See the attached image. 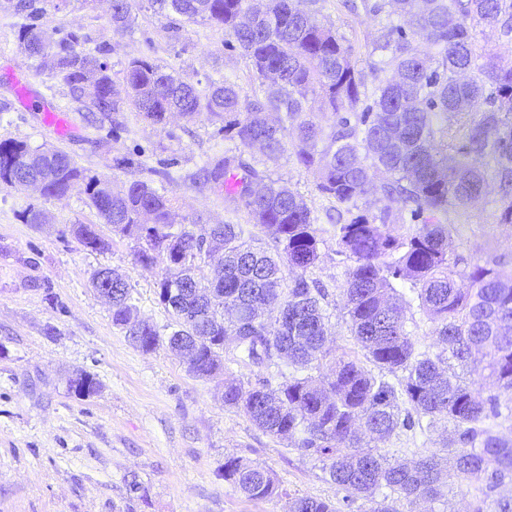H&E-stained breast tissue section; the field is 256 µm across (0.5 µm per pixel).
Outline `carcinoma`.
Masks as SVG:
<instances>
[{
    "label": "carcinoma",
    "mask_w": 512,
    "mask_h": 512,
    "mask_svg": "<svg viewBox=\"0 0 512 512\" xmlns=\"http://www.w3.org/2000/svg\"><path fill=\"white\" fill-rule=\"evenodd\" d=\"M14 14L31 20L17 34L21 50L34 60H52L72 100L109 116L128 103L155 124L176 112L187 118L207 114L223 123L224 139L236 148L208 160L200 187L240 204L252 223L271 235L274 250L256 247L239 224H213L203 248L200 234L175 227L177 199L144 181L122 193L79 169L57 148L0 140V186L22 187L27 176L42 181L43 194L64 196L78 182L90 205L112 231L138 242L136 260L162 265L159 302L174 318L168 345H188L189 371L207 378L223 361L270 371L252 384L224 381V406L242 412L258 428L319 455L343 506L359 500L367 512H401L396 503L436 501L444 479L465 488L468 512H512V498L493 499L512 484V436L498 428L512 420V277L497 270L500 258L458 251L457 225L441 216L483 198L488 184L484 162H493L500 189L499 222L512 224V66L488 56L477 63L469 23L500 26L512 34L507 0H375L373 12L391 8L403 19L389 21L374 50L397 79L368 89L332 26L299 0H153L166 16L200 19L232 38L248 60L263 95H241L226 76L208 89L167 71L148 58L124 68V92L115 89L98 46L85 52L81 29L54 38L37 23L49 0H8ZM134 0H111L110 19L119 33L132 21ZM253 23L239 25L242 14ZM422 39L435 48L424 60L413 47ZM331 115L323 126L317 114ZM261 142L267 159L286 152L311 172L318 190L347 205L336 225V253L345 257L344 306L350 331L369 369L356 357L335 358L329 374H312L331 354L327 292L311 277L325 241L303 197L242 158L238 148ZM385 206L373 215L358 205L368 193ZM419 221L407 235L394 233V215ZM73 232L82 245L104 251L109 241L92 225ZM215 268L217 295L190 278L187 256ZM112 275V325L143 352L159 345V331L138 316L130 288ZM433 325L439 351H419L412 309ZM234 340L224 352L223 341ZM292 366L286 376L280 364ZM467 367L496 391L462 380L454 366ZM282 378L277 386L271 379ZM69 391L88 398L99 384L87 371L68 379ZM451 427L443 452L413 462L389 459L377 446L396 434L425 432L439 423ZM224 481L250 499L281 495L273 473L241 458L224 461ZM286 512H341L332 502L291 497Z\"/></svg>",
    "instance_id": "carcinoma-1"
}]
</instances>
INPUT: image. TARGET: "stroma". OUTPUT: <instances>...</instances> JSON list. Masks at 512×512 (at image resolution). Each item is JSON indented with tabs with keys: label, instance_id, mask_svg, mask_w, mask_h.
I'll list each match as a JSON object with an SVG mask.
<instances>
[{
	"label": "stroma",
	"instance_id": "35a3bbf8",
	"mask_svg": "<svg viewBox=\"0 0 512 512\" xmlns=\"http://www.w3.org/2000/svg\"><path fill=\"white\" fill-rule=\"evenodd\" d=\"M317 19L330 24L354 49L367 85L393 77L373 71L381 53L373 46L388 23L386 13L349 12L342 0H319ZM23 19L0 9V140L47 144L66 152L79 168L109 181L113 192L135 180L174 194L179 213L204 224H238L255 245L271 239L250 224L246 210L223 195L200 190L192 177L204 163L230 148L220 122L207 116L169 115L154 124L133 107L116 120L74 103L50 67L38 66L19 48ZM48 27L81 29L90 46H106L115 84H122L130 58L146 57L206 90L209 78L226 75L242 94L258 85L240 51L226 46L223 31L204 22L184 23L171 38L169 21L150 0H135L133 22L120 33L109 20L108 0H65L48 10ZM51 102L75 126L63 138L42 112L21 102L18 90ZM244 157L271 179H282L302 195L316 216L326 244L314 277L329 291L333 356L355 351L340 283L345 265L336 249L330 217L335 199L322 195L314 176L293 154L265 161L258 149ZM497 188L467 208H449L443 221L460 228L464 254L502 256V276L512 275V227L498 222ZM46 221L28 224L29 208ZM77 224L97 225L109 249L95 252L74 236ZM133 239L113 234L89 205L82 186L63 197L32 189L0 188V512H285L288 497L341 498L317 456L273 438L240 412L225 408V378L257 381L263 368L228 364L225 372L198 378L167 345L150 353L134 347L112 324L107 302L93 292L95 270L122 273L140 316L157 327L171 317L156 294L160 267L137 262ZM95 374L100 388L81 400L68 389L76 371ZM240 457L275 473L283 496L246 498L223 476L224 461ZM137 480L142 494L129 493Z\"/></svg>",
	"mask_w": 512,
	"mask_h": 512
}]
</instances>
